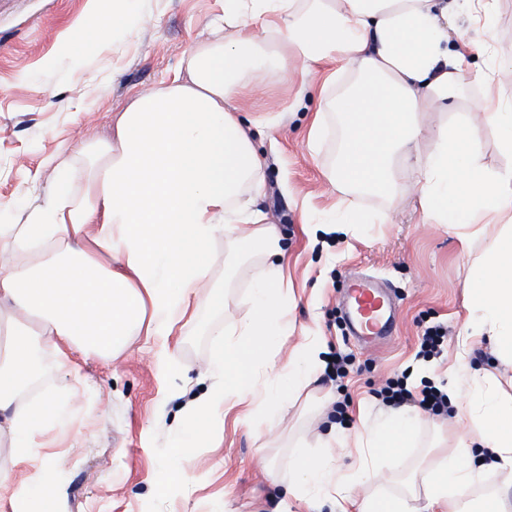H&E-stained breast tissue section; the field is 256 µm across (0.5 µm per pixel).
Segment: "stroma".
Segmentation results:
<instances>
[{
  "label": "stroma",
  "instance_id": "35a3bbf8",
  "mask_svg": "<svg viewBox=\"0 0 512 512\" xmlns=\"http://www.w3.org/2000/svg\"><path fill=\"white\" fill-rule=\"evenodd\" d=\"M124 0H0V218L23 222L29 202L50 187L53 160L68 147L109 137L112 120L138 93L171 80L186 53L202 39L208 22L222 16L224 0H144V20L112 43L95 39L97 23ZM465 33V47L491 41L474 53L486 70L494 97L512 100V67L493 60L494 50L512 49V0H496L494 35L473 23L467 12L453 18ZM83 39L81 54L69 46ZM278 78L267 75L248 86L240 107L245 117L283 113L276 126H260L254 144L265 160V187L258 206L277 224L287 250L285 273L293 286L288 323L275 339L279 358L290 357L305 338L319 337L330 353L347 356L348 374L332 381L318 374L294 394L283 419L266 426L237 406L207 447L196 449L188 468L194 476L187 495H162L157 481L168 464L169 429L175 423L176 390L203 392L209 385L208 331L244 321L254 313L251 286L267 270L256 251L217 243L215 258L226 270L224 309H199L168 350L177 370L165 374L155 362L157 342L136 337L113 359L72 354L82 379V407L69 432L40 435L32 461L14 463L0 447V469L13 474V486L0 493V512H32L39 480L56 469L66 495L58 512H277L299 450L316 453L317 436L330 424L349 428L360 416L386 411L377 393L387 380L410 376L426 364L422 381L443 386L460 367L488 371L512 394V365L500 363L487 340L467 333L469 259L455 233L424 224L409 177H401L391 197L368 192L343 194L325 174L340 139L335 120L318 152L308 147V129L319 104L311 85L302 100ZM374 212L378 223L359 225L354 236L329 235L328 248L309 243L301 229V205L311 217L328 212L341 199ZM380 279L399 304L392 336L367 347L344 328L342 285L351 273ZM446 327L443 352L425 357L421 336L427 327ZM466 359H459L460 349ZM466 427L447 415H430L417 427L412 445L382 460L376 478L359 480L353 495L364 501L393 494L408 499L412 512H424L421 472L436 465L442 449L436 439L455 442ZM265 452H258L259 443Z\"/></svg>",
  "mask_w": 512,
  "mask_h": 512
}]
</instances>
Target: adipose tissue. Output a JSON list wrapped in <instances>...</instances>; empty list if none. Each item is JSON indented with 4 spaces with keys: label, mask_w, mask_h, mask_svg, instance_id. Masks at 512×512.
Here are the masks:
<instances>
[{
    "label": "adipose tissue",
    "mask_w": 512,
    "mask_h": 512,
    "mask_svg": "<svg viewBox=\"0 0 512 512\" xmlns=\"http://www.w3.org/2000/svg\"><path fill=\"white\" fill-rule=\"evenodd\" d=\"M453 10L454 0H224L223 16L170 83L133 98L111 137L57 163L54 184L24 223L0 224V446L15 462L37 455L40 434L72 424L75 390L24 398L46 369L72 378L71 349L111 357L146 334L158 343V366L172 371L167 340L179 322L224 304L218 238L248 241L270 268L281 267V233L256 207L264 162L238 98L259 73L287 79L292 59L303 77L322 81L309 146L321 140L326 113L343 129L331 181L386 195L412 170L423 223L448 226L475 255L466 284L472 335L512 363V165L481 164L471 118L433 133L423 119L488 83L448 32ZM427 138L432 146L420 152ZM252 296L255 315L213 333V382L182 406L170 431L161 491L184 489L188 462L223 428L226 409L247 402L272 423L327 366L326 345L313 339L296 358L277 359L289 289L265 280ZM462 381L472 398L456 420L473 436L424 472L428 512H455L487 470L512 472V396L470 369L449 379L448 395ZM415 427L392 410L363 433L330 428L322 454L298 453L286 499L331 494L337 512H410L401 496L358 503L353 486L375 475L380 454L408 447ZM335 448L358 449L359 471L339 469Z\"/></svg>",
    "instance_id": "obj_1"
}]
</instances>
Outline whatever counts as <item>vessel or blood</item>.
Returning a JSON list of instances; mask_svg holds the SVG:
<instances>
[{"label": "vessel or blood", "instance_id": "vessel-or-blood-1", "mask_svg": "<svg viewBox=\"0 0 512 512\" xmlns=\"http://www.w3.org/2000/svg\"><path fill=\"white\" fill-rule=\"evenodd\" d=\"M343 301L351 335L367 343L391 334L394 308L382 289L368 280L350 278L343 290Z\"/></svg>", "mask_w": 512, "mask_h": 512}]
</instances>
